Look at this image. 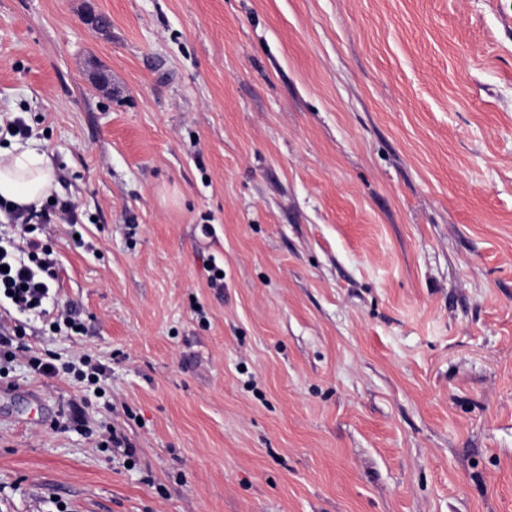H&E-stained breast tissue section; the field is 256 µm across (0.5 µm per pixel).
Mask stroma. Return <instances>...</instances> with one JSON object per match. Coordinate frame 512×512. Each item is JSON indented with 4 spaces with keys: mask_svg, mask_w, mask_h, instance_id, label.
<instances>
[{
    "mask_svg": "<svg viewBox=\"0 0 512 512\" xmlns=\"http://www.w3.org/2000/svg\"><path fill=\"white\" fill-rule=\"evenodd\" d=\"M16 117L84 331L0 302V512H512V0H0ZM23 334L25 331L20 324H15L10 329L0 324V363L2 360L14 361L27 350L25 344L20 341Z\"/></svg>",
    "mask_w": 512,
    "mask_h": 512,
    "instance_id": "35a3bbf8",
    "label": "stroma"
}]
</instances>
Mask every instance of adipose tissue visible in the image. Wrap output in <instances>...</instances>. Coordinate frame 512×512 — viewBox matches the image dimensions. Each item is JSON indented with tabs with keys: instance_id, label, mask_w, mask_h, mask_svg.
Masks as SVG:
<instances>
[{
	"instance_id": "obj_1",
	"label": "adipose tissue",
	"mask_w": 512,
	"mask_h": 512,
	"mask_svg": "<svg viewBox=\"0 0 512 512\" xmlns=\"http://www.w3.org/2000/svg\"><path fill=\"white\" fill-rule=\"evenodd\" d=\"M56 188L53 164L35 140L0 148V200L16 208H38Z\"/></svg>"
}]
</instances>
